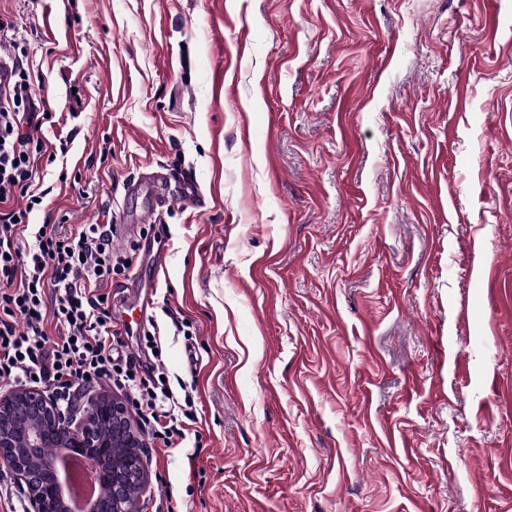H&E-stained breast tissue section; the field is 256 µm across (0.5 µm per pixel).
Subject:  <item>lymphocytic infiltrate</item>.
Returning a JSON list of instances; mask_svg holds the SVG:
<instances>
[{
	"label": "lymphocytic infiltrate",
	"instance_id": "1",
	"mask_svg": "<svg viewBox=\"0 0 512 512\" xmlns=\"http://www.w3.org/2000/svg\"><path fill=\"white\" fill-rule=\"evenodd\" d=\"M0 19V42L10 53L0 66V381L48 388L68 405L89 384L124 392L149 440L179 447L197 414L191 393L176 394L165 368L138 353L115 355L112 304L101 289L125 261L112 248L108 224H34L45 194L35 188L34 162L49 144L27 134L47 122L34 92L29 48L12 39ZM25 204L13 208L15 198Z\"/></svg>",
	"mask_w": 512,
	"mask_h": 512
}]
</instances>
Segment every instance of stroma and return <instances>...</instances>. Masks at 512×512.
<instances>
[{
	"label": "stroma",
	"instance_id": "1",
	"mask_svg": "<svg viewBox=\"0 0 512 512\" xmlns=\"http://www.w3.org/2000/svg\"><path fill=\"white\" fill-rule=\"evenodd\" d=\"M0 15L52 114L33 223L111 225L112 319L193 389L137 512H512V0ZM169 172L206 207L134 226Z\"/></svg>",
	"mask_w": 512,
	"mask_h": 512
}]
</instances>
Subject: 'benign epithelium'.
Here are the masks:
<instances>
[{"mask_svg":"<svg viewBox=\"0 0 512 512\" xmlns=\"http://www.w3.org/2000/svg\"><path fill=\"white\" fill-rule=\"evenodd\" d=\"M92 413L83 423L75 426L71 414L64 413L40 390L16 389L0 393V454L14 455L13 469L29 491L34 512H68L63 494L57 484L45 481L32 472L26 459L35 451L51 446L83 450L91 449L103 464L110 462L113 448H129L140 457L143 447L138 428L127 414L124 403L117 398L92 397L88 401ZM112 421V434L100 435L96 421ZM145 477L144 465H139L130 477L112 473V501L98 503L101 512H135L133 484Z\"/></svg>","mask_w":512,"mask_h":512,"instance_id":"obj_1","label":"benign epithelium"}]
</instances>
